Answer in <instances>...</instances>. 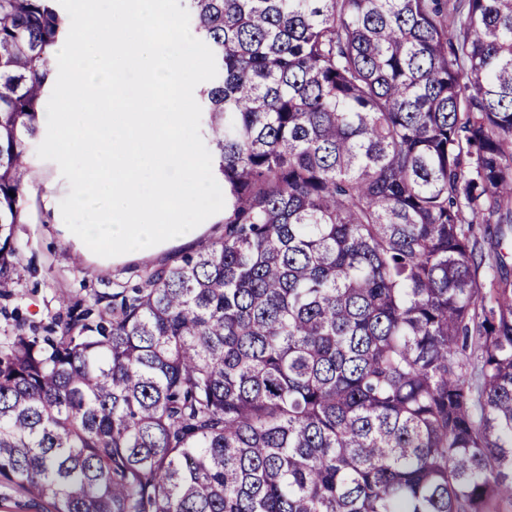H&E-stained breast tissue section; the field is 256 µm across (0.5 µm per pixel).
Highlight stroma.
I'll use <instances>...</instances> for the list:
<instances>
[{
  "mask_svg": "<svg viewBox=\"0 0 512 512\" xmlns=\"http://www.w3.org/2000/svg\"><path fill=\"white\" fill-rule=\"evenodd\" d=\"M32 175L26 188L27 219L17 225L15 237L21 247L18 256L20 300L0 298V334L18 326L32 329L60 309V297L79 301L83 307L109 302L113 292L135 287L146 265H173L194 252L200 244L222 240L223 225L208 218L201 225L197 240L163 243L151 261L119 255L104 258L83 251L66 232L60 202L69 184L56 163L32 160Z\"/></svg>",
  "mask_w": 512,
  "mask_h": 512,
  "instance_id": "stroma-1",
  "label": "stroma"
}]
</instances>
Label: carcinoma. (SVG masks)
<instances>
[{
	"instance_id": "obj_1",
	"label": "carcinoma",
	"mask_w": 512,
	"mask_h": 512,
	"mask_svg": "<svg viewBox=\"0 0 512 512\" xmlns=\"http://www.w3.org/2000/svg\"><path fill=\"white\" fill-rule=\"evenodd\" d=\"M182 2L224 239L0 336V485L52 512L512 507V282L477 251L512 226V0ZM69 27L0 0V296Z\"/></svg>"
}]
</instances>
